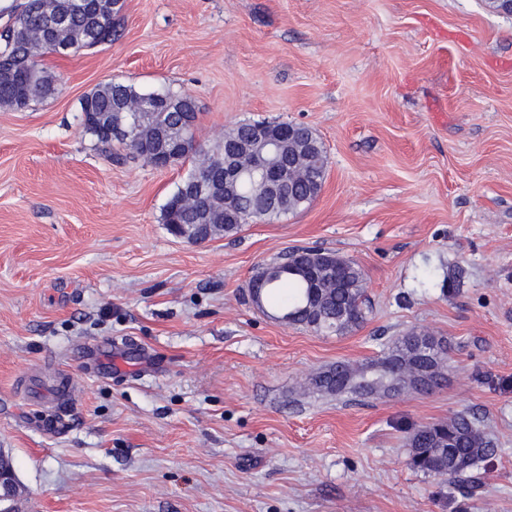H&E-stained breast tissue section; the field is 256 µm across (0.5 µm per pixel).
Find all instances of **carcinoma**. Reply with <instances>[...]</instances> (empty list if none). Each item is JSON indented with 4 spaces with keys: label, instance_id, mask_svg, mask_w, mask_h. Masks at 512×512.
I'll use <instances>...</instances> for the list:
<instances>
[{
    "label": "carcinoma",
    "instance_id": "carcinoma-1",
    "mask_svg": "<svg viewBox=\"0 0 512 512\" xmlns=\"http://www.w3.org/2000/svg\"><path fill=\"white\" fill-rule=\"evenodd\" d=\"M95 4L96 0H45L43 10L34 8V0L21 5L13 21L0 30V108L23 110L56 93V76L41 63L43 55L68 56L115 39L122 6L112 0L114 8L99 14ZM188 99L189 95L171 88L139 91L111 81L81 100L82 125L98 150L110 155L118 147L125 151V157L135 160L158 147L161 131L174 142L195 139L194 125L187 126L180 119L181 113L190 111ZM266 124L278 128L282 122L246 120L224 133L213 152L203 157L168 198L162 223L185 224L190 230L197 224H208L214 237L239 229L236 219L240 214L256 212L260 219L270 221L310 206L315 189L326 178L329 156L313 130L300 123L291 124V130L317 149L297 175L289 170L288 159L278 161V170L290 186L275 206L260 205L261 186L250 177L227 197L183 192L193 179L206 182L224 172L226 143L253 137ZM317 254L334 263L337 287L322 289L316 280L306 278L300 267L310 263V255L302 247H293L284 254L288 264L272 268L264 296L288 284L289 291L278 305L279 318L315 333L341 335L366 321L364 275L355 261L334 251L319 250ZM419 339L417 332L411 331L397 337L376 359L361 364L338 361L312 378L311 386L320 393L358 398L398 394L401 380L406 391L416 390L418 381L434 389L445 381L448 344L434 337L431 347L423 349ZM409 448L411 468L450 483H462L472 491L482 485L479 466L497 454L478 420L467 413L416 427L409 437Z\"/></svg>",
    "mask_w": 512,
    "mask_h": 512
}]
</instances>
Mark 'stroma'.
Returning a JSON list of instances; mask_svg holds the SVG:
<instances>
[{
    "mask_svg": "<svg viewBox=\"0 0 512 512\" xmlns=\"http://www.w3.org/2000/svg\"><path fill=\"white\" fill-rule=\"evenodd\" d=\"M122 17L115 41L43 56L53 97L0 108L16 512H512V15L484 0H125ZM113 79L192 95L205 148L249 119L308 125L330 158L321 194L202 244L173 236L161 212L192 160L118 165L80 124L81 98ZM295 246L361 266L365 323L321 336L247 302L256 268ZM413 329L448 343L440 388L300 395ZM108 340L131 355L81 373V351ZM62 373L79 377L64 405ZM459 412L498 449L472 495L408 464L412 430ZM51 414L62 428L43 429Z\"/></svg>",
    "mask_w": 512,
    "mask_h": 512,
    "instance_id": "1",
    "label": "stroma"
}]
</instances>
